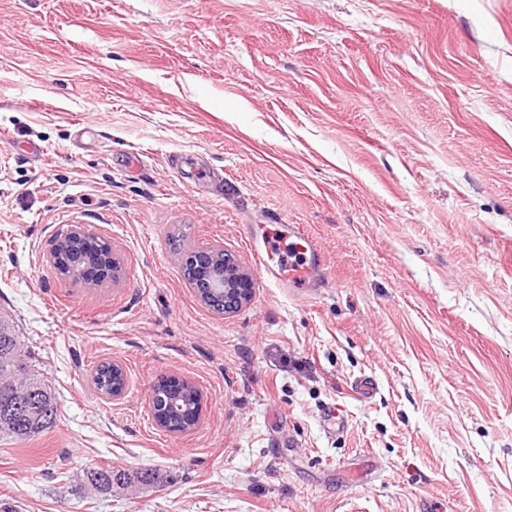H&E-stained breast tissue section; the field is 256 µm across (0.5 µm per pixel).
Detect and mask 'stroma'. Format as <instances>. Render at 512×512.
Instances as JSON below:
<instances>
[{
    "label": "stroma",
    "mask_w": 512,
    "mask_h": 512,
    "mask_svg": "<svg viewBox=\"0 0 512 512\" xmlns=\"http://www.w3.org/2000/svg\"><path fill=\"white\" fill-rule=\"evenodd\" d=\"M273 222L320 242L315 298L260 277ZM74 225L116 281L53 268ZM217 245L230 314L182 273ZM0 316L58 407L0 438V512H512V0H0ZM91 233L84 230L82 226L74 225L64 235H62L57 244L53 255L51 256L53 265H58L56 261H64V254L66 249L72 248L73 245L81 242H86L92 237ZM184 263L200 271V288L208 297L224 298L206 303L221 313H231L249 300L250 282L248 273L239 260L223 248L208 252L188 253ZM120 269V262L113 250L107 255L95 253L85 260L86 282L96 286L111 275L113 281L118 278ZM93 383L96 388L102 393L108 394L112 392V399L121 397L127 387L121 386L119 384H114L112 386V363L111 362H103L100 363L93 374ZM130 479L125 471L114 470L110 465L97 466L86 472L88 485L98 492L112 493L114 486L125 485Z\"/></svg>",
    "instance_id": "35a3bbf8"
}]
</instances>
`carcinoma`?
<instances>
[{"label": "carcinoma", "mask_w": 512, "mask_h": 512, "mask_svg": "<svg viewBox=\"0 0 512 512\" xmlns=\"http://www.w3.org/2000/svg\"><path fill=\"white\" fill-rule=\"evenodd\" d=\"M96 388L112 392V363L99 364L93 374ZM190 409L171 415L175 423L186 430L195 425L200 393L193 390ZM57 417V406L51 388L43 375L35 370L31 350L16 334L14 325L0 320V437L27 440L51 428ZM88 485L98 492H112V488L130 480L126 472L109 465L97 466L86 472Z\"/></svg>", "instance_id": "1"}]
</instances>
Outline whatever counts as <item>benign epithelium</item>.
Wrapping results in <instances>:
<instances>
[{
	"label": "benign epithelium",
	"instance_id": "benign-epithelium-1",
	"mask_svg": "<svg viewBox=\"0 0 512 512\" xmlns=\"http://www.w3.org/2000/svg\"><path fill=\"white\" fill-rule=\"evenodd\" d=\"M91 238V233L83 227L74 225L57 244L52 261H64L65 250L77 243ZM184 263L190 264L201 273L200 287L205 295L214 299H224V312L231 313L249 300L250 282L248 273L239 260L222 248H213L208 252L189 253ZM86 282L96 286L107 279H117L120 272V262L115 253L104 255L95 253L85 260Z\"/></svg>",
	"mask_w": 512,
	"mask_h": 512
}]
</instances>
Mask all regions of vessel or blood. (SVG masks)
Wrapping results in <instances>:
<instances>
[{
    "mask_svg": "<svg viewBox=\"0 0 512 512\" xmlns=\"http://www.w3.org/2000/svg\"><path fill=\"white\" fill-rule=\"evenodd\" d=\"M245 241L262 274L289 293L310 298L330 284L324 254L300 224H249Z\"/></svg>",
    "mask_w": 512,
    "mask_h": 512,
    "instance_id": "obj_1",
    "label": "vessel or blood"
}]
</instances>
